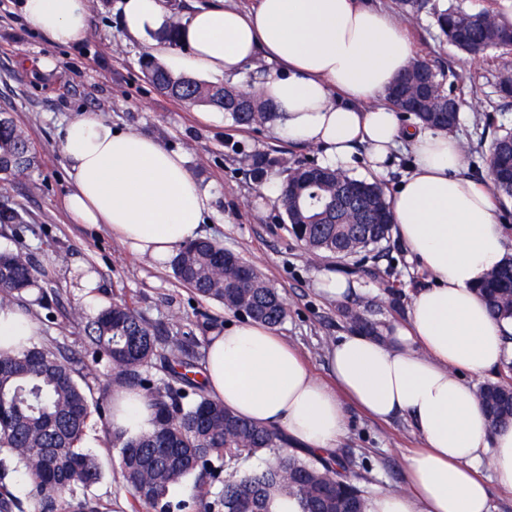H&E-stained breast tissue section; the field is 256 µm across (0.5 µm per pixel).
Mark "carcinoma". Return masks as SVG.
Returning <instances> with one entry per match:
<instances>
[{
  "mask_svg": "<svg viewBox=\"0 0 512 512\" xmlns=\"http://www.w3.org/2000/svg\"><path fill=\"white\" fill-rule=\"evenodd\" d=\"M405 17L427 7V0H395ZM445 41L472 58L512 50V19L486 0L477 11L448 7L437 13ZM142 67L166 95L218 108L236 124L250 127L271 118L258 96L189 76H174L152 56ZM444 74L425 59L412 60L395 79L387 100L437 130L455 128L463 100L444 87ZM498 91L512 97V65L497 73ZM489 156L493 184L503 201L512 200V131L494 139ZM36 156L12 120L0 117V187L32 168ZM288 192L280 198L289 232L304 249L339 259L353 258L388 243L392 214L386 190L342 170L296 162L288 167ZM23 213L0 201V224H23ZM175 278L199 296L217 301L243 318L280 325L287 308L265 276L237 254L208 239L177 249L171 260ZM38 274L27 256L0 254V301L20 302ZM477 293L492 318L512 320V257L493 267ZM353 327L374 329L362 313L344 307ZM84 343L112 365V385L145 393L154 428L137 436L112 433L120 450V470L134 504L159 512H275L292 498L298 512H368L369 498L352 481L350 463L339 456L304 457L284 451L274 430L239 417L211 399L195 379L200 372L196 341L161 328L125 298L101 310L85 329ZM66 343L32 344L18 352H0V512H13L16 499L7 488L23 469L31 484L35 512H102L91 488L101 478L98 458L78 448L92 410L100 407L89 384L65 356ZM166 381L158 384L152 370ZM477 396L493 427L512 426V386L507 380L478 386ZM268 455L271 461L240 471V461ZM189 477L222 481L212 501H174L171 490Z\"/></svg>",
  "mask_w": 512,
  "mask_h": 512,
  "instance_id": "1",
  "label": "carcinoma"
}]
</instances>
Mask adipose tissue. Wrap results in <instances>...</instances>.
<instances>
[{
	"label": "adipose tissue",
	"mask_w": 512,
	"mask_h": 512,
	"mask_svg": "<svg viewBox=\"0 0 512 512\" xmlns=\"http://www.w3.org/2000/svg\"><path fill=\"white\" fill-rule=\"evenodd\" d=\"M90 8L89 0L21 4L26 21L61 45L87 37ZM121 10L129 34L158 43L173 21L164 0H122ZM181 40L187 52L164 55L171 73L219 74L252 89L272 106L274 135L317 146L325 166L351 167L362 147L380 174L408 143L412 161L391 195L394 231L432 280L413 294L404 323L376 334L352 328L331 344L329 385L274 327L226 323L206 346L210 396L321 456L335 453L346 433V403L376 420L405 418L420 440L404 456L405 486L375 494L369 512H494L493 486L512 490V427L490 428L474 380L500 365L512 321L493 319L475 288L502 261L505 233L488 187L460 172V141L403 122L383 101L413 56L401 24L364 0H255L248 9L194 10ZM259 58L273 69L248 82L247 67ZM62 150L73 223L104 225L132 253L163 266L198 239L212 195L182 154L151 136L114 131L92 112L69 124ZM39 332L24 308L0 307V350L30 345ZM152 427L139 393H113V430L135 436ZM484 465L492 479L480 477Z\"/></svg>",
	"instance_id": "1"
}]
</instances>
